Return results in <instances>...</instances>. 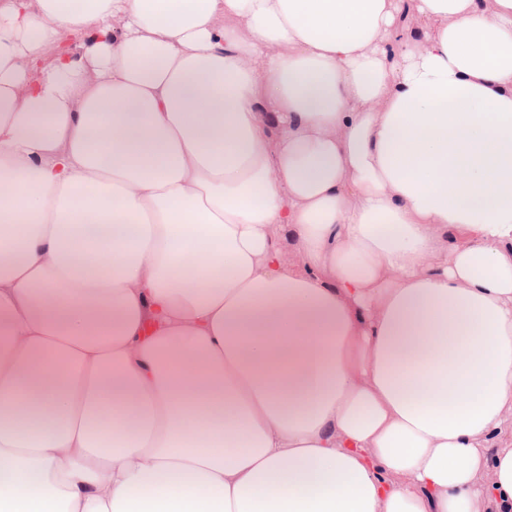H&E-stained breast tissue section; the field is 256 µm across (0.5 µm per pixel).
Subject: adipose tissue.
Wrapping results in <instances>:
<instances>
[{"label": "adipose tissue", "mask_w": 512, "mask_h": 512, "mask_svg": "<svg viewBox=\"0 0 512 512\" xmlns=\"http://www.w3.org/2000/svg\"><path fill=\"white\" fill-rule=\"evenodd\" d=\"M511 416L512 0H0V512H512Z\"/></svg>", "instance_id": "adipose-tissue-1"}]
</instances>
